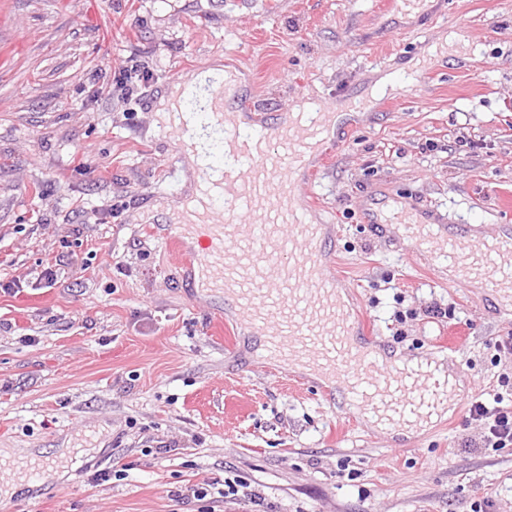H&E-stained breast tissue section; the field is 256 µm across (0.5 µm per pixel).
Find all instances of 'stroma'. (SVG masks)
<instances>
[{"label":"stroma","instance_id":"35a3bbf8","mask_svg":"<svg viewBox=\"0 0 512 512\" xmlns=\"http://www.w3.org/2000/svg\"><path fill=\"white\" fill-rule=\"evenodd\" d=\"M386 2L0 0V448L79 451L0 512H512V447H473L467 407L378 431L341 391L267 360L263 332L163 240L196 186L157 118L177 81L222 65L273 125L324 100L341 118L305 201L366 342L512 403L494 348L512 314L364 221L385 192L490 235L512 225V0L413 16ZM457 27L477 54L438 60L412 92L375 89ZM144 72L145 96L126 99ZM433 301L447 318L424 316Z\"/></svg>","mask_w":512,"mask_h":512}]
</instances>
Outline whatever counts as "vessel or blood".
<instances>
[{
	"mask_svg": "<svg viewBox=\"0 0 512 512\" xmlns=\"http://www.w3.org/2000/svg\"><path fill=\"white\" fill-rule=\"evenodd\" d=\"M237 96L232 75L206 87L208 116L222 133L221 155L198 167L197 202L164 233L170 251L185 255L203 275L204 287L233 302L241 323L264 331L269 358L339 382L349 406L375 426L414 429L432 414L461 406L457 387L430 366L358 346V325L336 280L325 272L320 227L307 219L295 173L325 138L333 113L322 106L313 122L300 111L274 129L260 119L244 126L225 107ZM244 213L250 223H241ZM366 221L399 225L414 252L447 265L449 282L489 286L504 308H512V225H503L493 238L454 232L436 223L432 210L401 206L389 196ZM197 229L204 231L208 248L185 253L184 236ZM59 465L56 459L4 460L0 473L10 470L39 482Z\"/></svg>",
	"mask_w": 512,
	"mask_h": 512,
	"instance_id": "obj_1",
	"label": "vessel or blood"
}]
</instances>
